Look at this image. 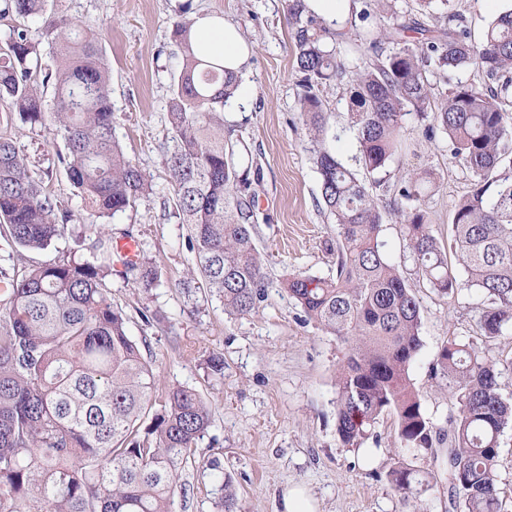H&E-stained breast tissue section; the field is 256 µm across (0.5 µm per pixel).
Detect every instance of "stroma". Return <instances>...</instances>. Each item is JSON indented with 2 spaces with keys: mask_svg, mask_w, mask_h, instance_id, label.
I'll return each instance as SVG.
<instances>
[{
  "mask_svg": "<svg viewBox=\"0 0 512 512\" xmlns=\"http://www.w3.org/2000/svg\"><path fill=\"white\" fill-rule=\"evenodd\" d=\"M512 0H450L449 13L462 14L473 41ZM58 13L78 18L98 42L112 83L114 132L127 156L149 177L153 191L133 208L92 226L80 196L73 192L56 154L61 140L47 130L16 124L13 133L40 170L51 192L72 214L64 236L42 251H25L4 269L29 268L62 259L79 237L111 234L133 238L141 255L161 273L157 287L144 289L115 266L107 287L125 311L130 336L153 360L157 386L197 389L207 400L212 424L195 446L196 464L186 470L187 496L177 512H219L225 488L237 495V512H281L287 487H305L317 512H404L386 474L397 459L434 470L437 484L423 493L418 512H456L448 498L446 465L422 454L400 453L394 415L380 418L359 447L344 446L336 433V375L343 348L335 336L306 320L284 288L299 273L326 277L336 261L335 224L321 200L313 144L300 115L304 93L292 47L285 0H58ZM213 13L236 25L252 49L242 72V96L226 108L241 122L253 166L260 172L256 245L267 260L269 288L257 312L232 319L206 288H184L195 263L189 229L174 214L173 189L161 146L168 134L167 112L180 51L175 21ZM418 0H398L395 10L372 18L377 30L433 24ZM320 97L332 117L324 144L352 162L357 140L350 127L346 84L323 86ZM432 172L436 184L422 205L436 238L447 242L458 199L467 189L459 167L448 158L443 133L425 137L408 119L404 145L389 167L388 182ZM422 311V347L409 374L422 405L437 426L448 415V389L432 367L449 338L472 336L484 298L472 290L441 297L417 289ZM224 358V372L212 374L210 355Z\"/></svg>",
  "mask_w": 512,
  "mask_h": 512,
  "instance_id": "1",
  "label": "stroma"
}]
</instances>
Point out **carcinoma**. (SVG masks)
<instances>
[{"mask_svg": "<svg viewBox=\"0 0 512 512\" xmlns=\"http://www.w3.org/2000/svg\"><path fill=\"white\" fill-rule=\"evenodd\" d=\"M297 68L306 93L300 114L315 144L323 207L337 226L336 275H295L288 294L306 318L336 337L345 353L336 376V432L359 446L380 417L392 413L403 450L438 459L445 453L448 491L460 512H504L495 471L499 438L512 426V397L490 343L512 336V9L488 25L482 41L461 26L401 27L378 50L370 28L354 37L377 51L356 67L349 112L356 131L357 176L322 146L330 113L319 86L346 74L336 44L349 32L330 28L286 0ZM48 0H0V20H33ZM192 23L176 21L182 68L173 83L164 159L174 205L189 226L202 280L229 316L244 317L265 301V259L255 245L256 189L252 162L231 139L224 109L240 75L224 61L196 55ZM418 34L409 44L401 32ZM52 63L43 62L29 29L15 25L0 52V125L20 120L64 143L57 155L89 214L104 220L152 191L147 175L114 135L112 85L96 40L80 20L54 16L42 26ZM475 69L484 83L458 81L434 104L429 73ZM52 88V101L44 96ZM448 137L451 162L470 180L454 207L450 248L465 279L448 263L421 197L431 175L400 180L397 209L415 280L439 296L465 288L488 306L479 338L448 341L434 373L446 381L448 428L436 427L409 377L421 349L422 316L406 266L393 263L381 239L383 214L372 189L401 149L406 121ZM71 215L43 186L21 147L0 134V222L11 252L39 251L62 236ZM88 258H66L9 274L0 270V512H176L182 473L196 464L195 445L210 408L193 388L161 392L149 359L127 332L105 278L112 238L98 236ZM134 283L159 282L156 263L125 265ZM448 447L441 448V445ZM432 474L395 462L386 479L406 505L430 487Z\"/></svg>", "mask_w": 512, "mask_h": 512, "instance_id": "obj_1", "label": "carcinoma"}]
</instances>
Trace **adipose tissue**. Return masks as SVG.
I'll return each mask as SVG.
<instances>
[{
    "label": "adipose tissue",
    "mask_w": 512,
    "mask_h": 512,
    "mask_svg": "<svg viewBox=\"0 0 512 512\" xmlns=\"http://www.w3.org/2000/svg\"><path fill=\"white\" fill-rule=\"evenodd\" d=\"M192 37L207 56L223 58L225 67L238 72L243 70L251 53L237 27L215 15L197 17Z\"/></svg>",
    "instance_id": "obj_1"
}]
</instances>
